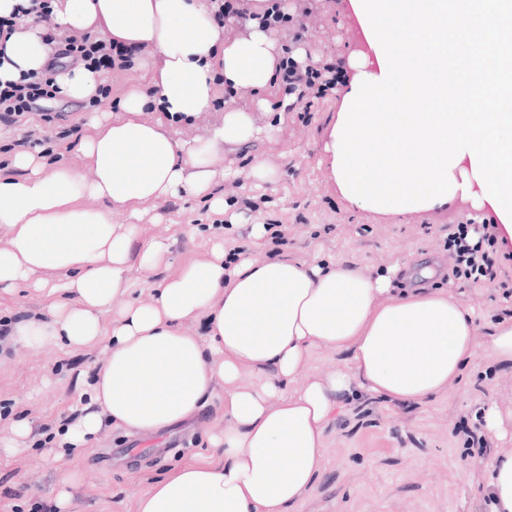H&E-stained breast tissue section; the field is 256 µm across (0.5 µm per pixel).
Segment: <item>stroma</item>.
Returning <instances> with one entry per match:
<instances>
[{"instance_id": "obj_1", "label": "stroma", "mask_w": 512, "mask_h": 512, "mask_svg": "<svg viewBox=\"0 0 512 512\" xmlns=\"http://www.w3.org/2000/svg\"><path fill=\"white\" fill-rule=\"evenodd\" d=\"M286 10L309 34L301 48L312 65L350 61L360 49L346 0H287ZM109 96L89 102L56 97L43 108L57 118L41 123L38 151L47 166L82 170V141L92 128V116L115 110L133 91L149 93L142 68H115L106 78ZM343 88L323 98L307 94L308 111L287 104L288 93L278 82L264 92L266 109L255 98H229L218 91L207 111L194 122L177 124L170 133L180 141L204 138L224 119L226 102L253 114L267 129L259 140L233 154L231 175L216 173L214 195L223 197V210H213L209 198L166 196L147 203L139 219L115 211L113 223L135 222V245L167 244L164 263L149 270L133 267L128 278L134 297L148 299L152 285L189 261L210 257L216 245L239 250L262 261L280 252L307 263L347 261L369 274L390 273L396 290L442 288L456 294L476 314L479 331L503 318H512V259L500 260L496 277L480 285L449 281L453 260L445 246L449 226L484 214L470 203L455 200L443 207L404 216L381 215L351 205L338 191L323 157L326 134L336 120ZM79 130L60 138L62 120ZM272 168L275 184L254 176L257 163ZM257 207L249 210L244 199ZM256 224L278 225L285 243L273 246L269 235L254 237ZM435 267L437 275L423 280L418 272ZM102 348L71 350L26 348L0 366V438L8 439L17 420L31 429L27 448L0 455V512H34L43 505L53 512L60 468L75 472L73 512H135L137 499L153 478L186 462H202L212 454L208 437L224 428V388L216 386L193 417L156 434L135 435L103 431L95 443L70 452L64 464L51 454L55 431L76 413L88 396L86 384ZM512 410V364L499 363L476 352L463 369L456 390L425 405L392 402L367 393L342 401L325 434L322 472L309 494L293 512H481L484 506V464L492 449L501 447V434L489 431L485 410ZM468 418L485 440L468 447L456 425ZM105 448H141L145 454L126 462H102Z\"/></svg>"}]
</instances>
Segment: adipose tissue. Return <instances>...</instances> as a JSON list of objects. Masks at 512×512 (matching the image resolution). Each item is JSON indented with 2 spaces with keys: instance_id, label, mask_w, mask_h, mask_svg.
I'll use <instances>...</instances> for the list:
<instances>
[{
  "instance_id": "obj_1",
  "label": "adipose tissue",
  "mask_w": 512,
  "mask_h": 512,
  "mask_svg": "<svg viewBox=\"0 0 512 512\" xmlns=\"http://www.w3.org/2000/svg\"><path fill=\"white\" fill-rule=\"evenodd\" d=\"M213 0H56L63 31L136 46L150 68L151 95L133 92L115 113L96 117L81 144L88 168H50L38 153L16 154V175L0 176V294L41 270H68L64 299L15 323L12 348H91L107 357L90 395L58 447L90 443L105 427L131 434L163 431L197 413L214 381L224 384V429L209 443L218 457L187 463L152 480L135 512H290L321 472L325 433L342 396L361 388L390 401L418 404L449 394L476 350L512 362V319L478 333L473 310L441 289L394 292L386 275L343 262L293 258L242 260L224 267L223 250L166 276L149 300L132 298V266L155 267L167 248L133 247L131 229L111 209L137 218L144 203L167 195H209L228 147L259 130L243 109H226L204 139L181 143L168 127L187 122L225 87L258 94L275 80L274 41L247 20L227 39L214 22ZM44 29L18 20L0 38V80L46 64ZM160 113L144 119L145 110ZM104 202L91 209L82 201ZM206 317L201 339L185 329ZM347 356L349 368L308 373L316 350ZM261 375L258 385L246 373ZM307 378L291 389L299 373ZM492 512H512V448L486 461Z\"/></svg>"
}]
</instances>
